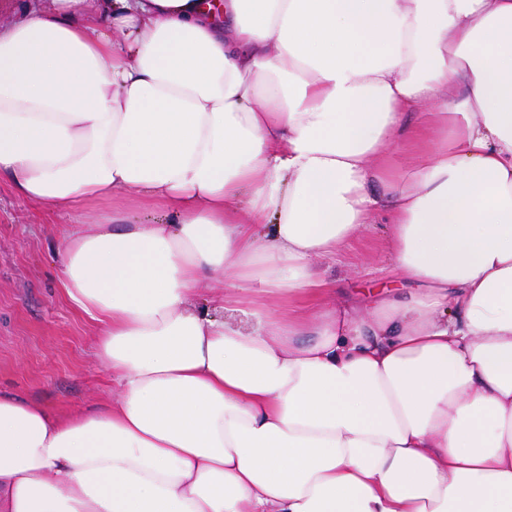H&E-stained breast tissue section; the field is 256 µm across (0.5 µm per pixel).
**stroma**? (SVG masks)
Returning a JSON list of instances; mask_svg holds the SVG:
<instances>
[{"label": "stroma", "mask_w": 512, "mask_h": 512, "mask_svg": "<svg viewBox=\"0 0 512 512\" xmlns=\"http://www.w3.org/2000/svg\"><path fill=\"white\" fill-rule=\"evenodd\" d=\"M71 222L0 178V393L71 414L94 409L112 382L92 355L95 328L61 296L58 252ZM340 294L413 293L399 280L383 222L366 225L322 266Z\"/></svg>", "instance_id": "obj_1"}]
</instances>
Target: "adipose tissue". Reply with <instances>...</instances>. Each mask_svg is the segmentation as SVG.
<instances>
[{
  "mask_svg": "<svg viewBox=\"0 0 512 512\" xmlns=\"http://www.w3.org/2000/svg\"><path fill=\"white\" fill-rule=\"evenodd\" d=\"M0 175L116 388L0 395V512H512V0H27ZM380 213L421 288L363 310L317 264Z\"/></svg>",
  "mask_w": 512,
  "mask_h": 512,
  "instance_id": "ef3b65f1",
  "label": "adipose tissue"
}]
</instances>
